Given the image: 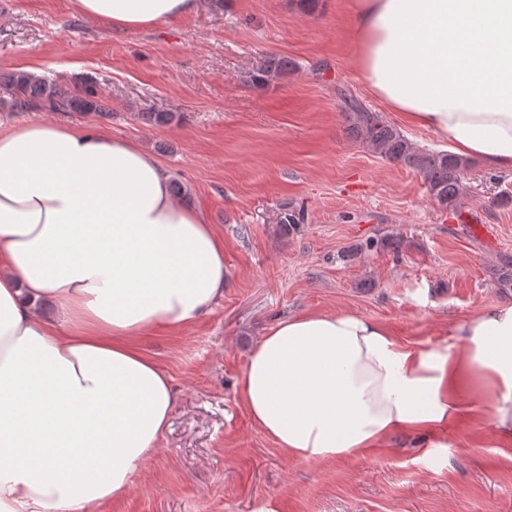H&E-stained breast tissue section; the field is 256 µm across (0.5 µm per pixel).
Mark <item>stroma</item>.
<instances>
[{
    "label": "stroma",
    "mask_w": 512,
    "mask_h": 512,
    "mask_svg": "<svg viewBox=\"0 0 512 512\" xmlns=\"http://www.w3.org/2000/svg\"><path fill=\"white\" fill-rule=\"evenodd\" d=\"M352 0H200L196 13L127 32L75 14L70 0L0 5V76L27 71L68 87L92 84L105 114L47 112L140 144L183 200L224 238V295L196 325L149 332L142 349L172 379L176 400L161 440L124 496L101 512H512V440L489 403L426 455L400 434L369 454L328 463L287 457L235 401L251 349L280 319L303 312L370 317L416 348L452 341L457 322L497 305L503 253L512 254V171L473 158L462 209L440 206L421 177L354 140L352 96L417 147L368 90L350 33ZM269 54L297 68L269 86L247 75ZM172 119L157 124L152 113ZM299 211L297 225L283 212ZM493 229L494 247L471 225ZM397 240L398 249L384 246Z\"/></svg>",
    "instance_id": "obj_1"
}]
</instances>
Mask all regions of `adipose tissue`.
<instances>
[{
    "label": "adipose tissue",
    "mask_w": 512,
    "mask_h": 512,
    "mask_svg": "<svg viewBox=\"0 0 512 512\" xmlns=\"http://www.w3.org/2000/svg\"><path fill=\"white\" fill-rule=\"evenodd\" d=\"M133 31L198 0H70ZM371 93L461 157L512 170V0H355ZM224 240L136 143L25 120L0 128V512H99L159 450L175 393L137 345L224 294ZM51 301L54 321L39 304ZM455 344L401 345L375 320L303 313L249 353L235 400L301 462L357 458L402 433L465 427L485 387L512 438V305Z\"/></svg>",
    "instance_id": "adipose-tissue-1"
}]
</instances>
